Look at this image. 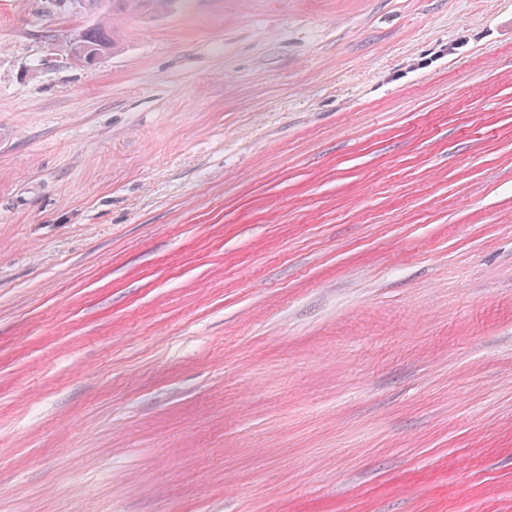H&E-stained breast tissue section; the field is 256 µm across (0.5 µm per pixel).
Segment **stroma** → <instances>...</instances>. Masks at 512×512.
Segmentation results:
<instances>
[{
    "label": "stroma",
    "mask_w": 512,
    "mask_h": 512,
    "mask_svg": "<svg viewBox=\"0 0 512 512\" xmlns=\"http://www.w3.org/2000/svg\"><path fill=\"white\" fill-rule=\"evenodd\" d=\"M0 0V512H512V0ZM105 8L100 11L106 1L103 0H63L61 7L64 11L78 10L88 15H100L97 23L84 28L67 46L66 56L83 65L87 61L98 65L101 60L114 49L117 41L116 27L113 23L119 17L132 13H152L163 9L172 0H108ZM103 13V14H102ZM84 43V44H83ZM91 47H106L110 49H92Z\"/></svg>",
    "instance_id": "35a3bbf8"
}]
</instances>
